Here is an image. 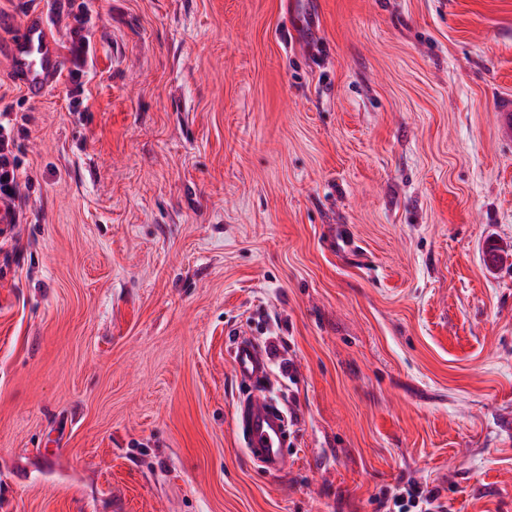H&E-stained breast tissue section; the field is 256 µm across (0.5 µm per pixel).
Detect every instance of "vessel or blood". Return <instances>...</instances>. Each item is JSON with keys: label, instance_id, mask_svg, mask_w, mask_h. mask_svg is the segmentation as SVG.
<instances>
[{"label": "vessel or blood", "instance_id": "b4317fda", "mask_svg": "<svg viewBox=\"0 0 512 512\" xmlns=\"http://www.w3.org/2000/svg\"><path fill=\"white\" fill-rule=\"evenodd\" d=\"M9 52L12 70L28 97L41 98L59 76L63 61L40 13L29 14L11 42ZM230 356L238 379L258 383L267 378L268 361L251 340L237 339ZM242 419L250 455L266 472L283 473L288 460L281 416L269 411L265 399L255 394L244 403Z\"/></svg>", "mask_w": 512, "mask_h": 512}]
</instances>
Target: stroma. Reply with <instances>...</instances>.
Segmentation results:
<instances>
[{
  "mask_svg": "<svg viewBox=\"0 0 512 512\" xmlns=\"http://www.w3.org/2000/svg\"><path fill=\"white\" fill-rule=\"evenodd\" d=\"M86 3L77 31L0 0V512H376L410 481L512 512V0ZM31 7L65 58L37 100ZM240 335L277 348L279 475ZM9 52L12 70L31 99L41 98L61 73L62 57L39 12L29 14L11 42ZM15 143L6 126L0 124V203L4 204L12 214L13 224L6 214L5 208L0 206V235L4 237L12 232L17 224L19 210L24 204L22 193L24 171L20 161L14 153ZM24 182V183H23ZM242 419L250 455L270 474L283 473L288 468L284 448L286 440L282 417L267 409L265 399L254 394L243 405Z\"/></svg>",
  "mask_w": 512,
  "mask_h": 512,
  "instance_id": "stroma-1",
  "label": "stroma"
}]
</instances>
